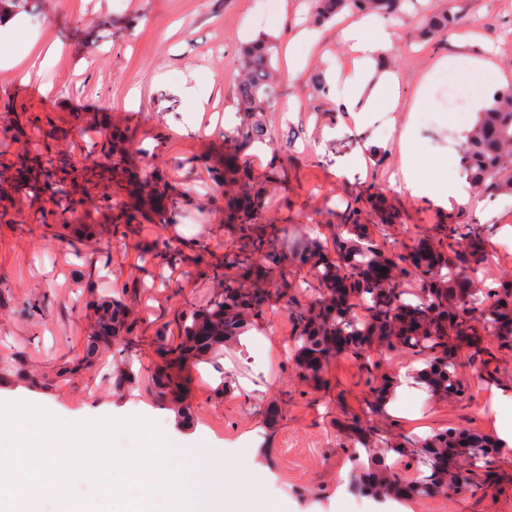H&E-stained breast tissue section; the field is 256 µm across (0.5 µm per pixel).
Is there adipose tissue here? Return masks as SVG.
<instances>
[{"label":"adipose tissue","instance_id":"obj_1","mask_svg":"<svg viewBox=\"0 0 512 512\" xmlns=\"http://www.w3.org/2000/svg\"><path fill=\"white\" fill-rule=\"evenodd\" d=\"M342 36L350 42L360 71L359 77L349 87L345 108L362 120L371 112L373 102L381 99L395 82L392 73L376 69L377 60L385 51L392 49L393 39L385 26L370 16L343 29ZM403 180L412 196L425 197L444 206L453 202L466 208L472 204L469 195L458 190L456 185L445 181L425 184L416 177L413 168L404 169Z\"/></svg>","mask_w":512,"mask_h":512}]
</instances>
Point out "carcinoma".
<instances>
[{
  "mask_svg": "<svg viewBox=\"0 0 512 512\" xmlns=\"http://www.w3.org/2000/svg\"><path fill=\"white\" fill-rule=\"evenodd\" d=\"M407 0H315L314 23L336 16L350 5L361 13L400 15ZM460 17L451 9L424 15L416 28L418 36L434 40L456 29ZM274 41L262 33L239 49L240 78L235 88L236 107L242 121L224 132V169L214 173L224 187V222L240 241L238 251L224 255V266L236 276L224 279V289L210 298L205 307L183 313L181 333L175 340L158 336L162 364L152 375V392L171 402L179 418L186 406L183 392L192 362L216 355L220 347L235 342L252 322L260 319L268 306L269 293L255 282L243 289L239 281L253 280L254 255L268 263L280 261L272 246L278 229L264 223L268 195L262 186L252 185L244 159L252 145L265 139L258 116L274 103L275 71L272 67ZM123 140L112 134V171L126 172ZM460 163L472 189L490 200L512 195V84L496 90L491 102L477 113L476 120L460 144ZM36 194L47 190L68 196L64 180L39 170L28 180ZM143 187L155 202L154 212L166 221L170 188L159 175L144 181ZM378 210L382 225L395 223L397 216L385 205L383 196L367 194ZM489 233L484 224L461 221L460 213H450L435 227V236L400 253L388 252L376 244L370 225L361 221L356 205L347 208L337 225L333 250L308 239L298 243L294 254L315 270L318 292L301 303L288 295L283 283L280 295L286 298L289 317L295 328V369L318 382L324 367L336 354L364 359L372 350H403L423 357L424 367L414 382L438 397L464 392L456 363L448 352L470 349L484 376L491 380L494 353L485 345L491 339L499 350H512V276L490 288L477 280L488 260L483 242ZM415 284L414 298L407 299L404 284ZM366 303L364 317L355 308ZM89 306L103 311L98 332L85 343L84 360L91 363L103 351L117 345L132 332L123 305L112 300L91 301ZM367 401L375 410L383 409L394 392V381L386 375L373 378ZM356 440L369 451L368 462L359 464L353 486L361 493L380 499L402 498L422 493L458 495L473 493L481 483L479 474L495 448L498 438L464 429L450 428L426 437L393 436L374 443L357 418L349 423ZM412 458L422 469L411 477L400 469Z\"/></svg>",
  "mask_w": 512,
  "mask_h": 512,
  "instance_id": "carcinoma-1",
  "label": "carcinoma"
}]
</instances>
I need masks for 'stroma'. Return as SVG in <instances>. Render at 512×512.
I'll return each mask as SVG.
<instances>
[{
  "mask_svg": "<svg viewBox=\"0 0 512 512\" xmlns=\"http://www.w3.org/2000/svg\"><path fill=\"white\" fill-rule=\"evenodd\" d=\"M446 8L460 16L459 26L437 41L416 40L418 14ZM407 11L385 21L398 100H382L362 126L343 110L347 87L335 73L353 57L340 37L357 20L353 10L319 28L308 23L310 0H38L22 12L19 61L0 64V136L7 138L0 147V355L9 360L0 397L21 393L58 420L141 416L172 442H206L226 462L259 465V488L279 512H512V448L497 449L489 480L471 496L377 500L351 489L359 444L348 421L361 418L379 438L449 427L494 433L499 396L512 393V351L497 352L490 382L466 351L457 352L462 397L426 399L422 388L408 387L385 410L370 409L371 374L396 377L422 362L374 350L363 362L332 358L323 384L299 376L294 325L278 289L289 284L291 295L308 301L316 275L295 257L268 268L264 319L225 347L217 364L191 370L188 419L171 421L172 406L149 391L161 363L159 332L176 337L183 312L223 288L213 269L238 247L212 171L224 164L226 127L240 122L234 77L244 42L263 32L277 45V98L262 116L266 150H247L246 159L267 187L266 221L282 239L313 231L331 246L340 213L354 201L390 252L431 236L448 210L406 190L394 168L403 156L423 179L468 189L459 144L485 96L512 83V0H415ZM482 60L496 67V82L479 68ZM318 69L328 94L310 84ZM421 94L427 103L418 109ZM198 98L204 111L194 107ZM391 108L388 125L383 113ZM116 132L131 169L183 190L169 224L153 216L116 223L132 200L98 169ZM375 147L380 155H372ZM23 157L63 166L73 200L15 187ZM372 187L397 211V224L377 228L365 201ZM462 219L490 228L486 281L512 274V259L497 254L512 238V197L475 198ZM161 240L178 247L176 259H153L148 247ZM101 295L122 299L135 322L129 352L137 378L120 392L109 378L118 355L82 362L85 339L97 329L86 302ZM32 374L38 384L29 382Z\"/></svg>",
  "mask_w": 512,
  "mask_h": 512,
  "instance_id": "obj_1",
  "label": "stroma"
}]
</instances>
